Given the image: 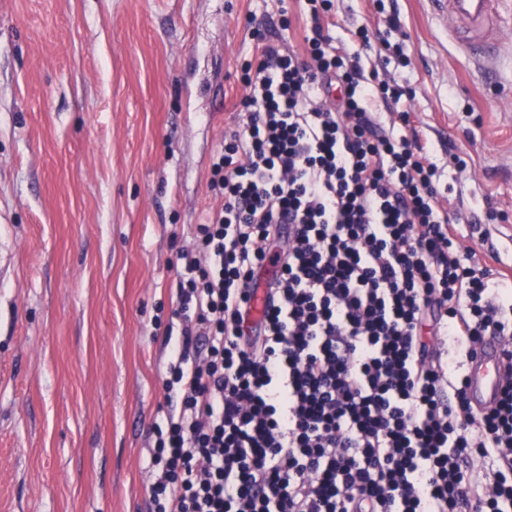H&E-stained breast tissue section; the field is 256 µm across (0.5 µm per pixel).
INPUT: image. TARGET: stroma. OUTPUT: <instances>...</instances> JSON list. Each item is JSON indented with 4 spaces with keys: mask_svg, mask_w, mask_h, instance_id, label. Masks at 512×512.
<instances>
[{
    "mask_svg": "<svg viewBox=\"0 0 512 512\" xmlns=\"http://www.w3.org/2000/svg\"><path fill=\"white\" fill-rule=\"evenodd\" d=\"M327 19L337 44L365 25L401 46L360 61L410 90L380 119L408 113L462 246L512 275V54L487 72L431 0ZM256 24L298 47L310 20L297 0H0V512H149L178 254L222 204Z\"/></svg>",
    "mask_w": 512,
    "mask_h": 512,
    "instance_id": "1",
    "label": "stroma"
}]
</instances>
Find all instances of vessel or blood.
I'll return each instance as SVG.
<instances>
[{
    "mask_svg": "<svg viewBox=\"0 0 512 512\" xmlns=\"http://www.w3.org/2000/svg\"><path fill=\"white\" fill-rule=\"evenodd\" d=\"M442 10L451 12L465 26V44L479 63H493L503 46L494 34L501 0H432ZM504 344L488 336L477 347L476 355L467 363L465 376L468 396L474 406L491 405L505 384Z\"/></svg>",
    "mask_w": 512,
    "mask_h": 512,
    "instance_id": "obj_1",
    "label": "vessel or blood"
}]
</instances>
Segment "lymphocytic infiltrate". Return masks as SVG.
I'll return each instance as SVG.
<instances>
[{
	"instance_id": "1",
	"label": "lymphocytic infiltrate",
	"mask_w": 512,
	"mask_h": 512,
	"mask_svg": "<svg viewBox=\"0 0 512 512\" xmlns=\"http://www.w3.org/2000/svg\"><path fill=\"white\" fill-rule=\"evenodd\" d=\"M304 2L303 51L252 33L224 205L179 255L150 512H512V385L480 410L462 373L512 336V283L460 246L426 143L382 129L407 90L361 69L367 28L337 46Z\"/></svg>"
}]
</instances>
